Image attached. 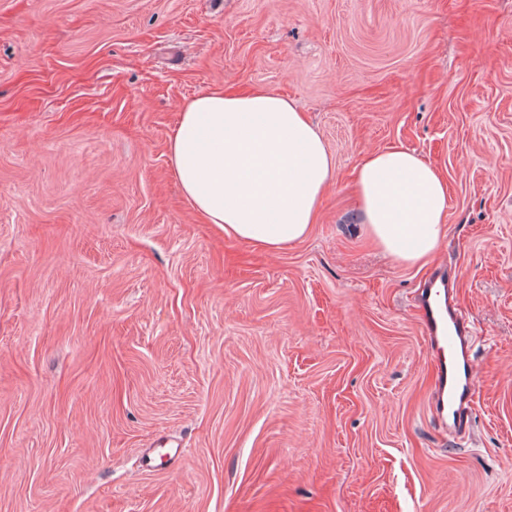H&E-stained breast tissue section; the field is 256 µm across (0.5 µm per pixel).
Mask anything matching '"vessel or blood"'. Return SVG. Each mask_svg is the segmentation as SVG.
Instances as JSON below:
<instances>
[{"label": "vessel or blood", "instance_id": "vessel-or-blood-1", "mask_svg": "<svg viewBox=\"0 0 512 512\" xmlns=\"http://www.w3.org/2000/svg\"><path fill=\"white\" fill-rule=\"evenodd\" d=\"M417 306L436 373L435 408L452 417L457 427H466L474 394L473 329L457 312L454 282L447 271H440L420 290Z\"/></svg>", "mask_w": 512, "mask_h": 512}]
</instances>
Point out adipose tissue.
<instances>
[{"label": "adipose tissue", "instance_id": "adipose-tissue-1", "mask_svg": "<svg viewBox=\"0 0 512 512\" xmlns=\"http://www.w3.org/2000/svg\"><path fill=\"white\" fill-rule=\"evenodd\" d=\"M169 164L205 223L267 251L308 235L334 170L320 133L294 100L221 85L181 105ZM353 176L370 240L399 263L430 260L445 237L446 176L401 144L367 152Z\"/></svg>", "mask_w": 512, "mask_h": 512}]
</instances>
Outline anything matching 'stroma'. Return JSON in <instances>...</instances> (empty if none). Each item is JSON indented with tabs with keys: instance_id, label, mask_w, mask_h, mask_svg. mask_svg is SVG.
I'll use <instances>...</instances> for the list:
<instances>
[{
	"instance_id": "1",
	"label": "stroma",
	"mask_w": 512,
	"mask_h": 512,
	"mask_svg": "<svg viewBox=\"0 0 512 512\" xmlns=\"http://www.w3.org/2000/svg\"><path fill=\"white\" fill-rule=\"evenodd\" d=\"M216 84L317 126L304 240L227 239L181 195L179 108ZM398 143L448 179L421 266L356 211ZM442 268L461 436L416 302ZM0 512H512V0H0ZM423 329L436 373L435 408L460 429L468 423L474 394L470 363L473 328L457 312L454 282L442 270L417 296Z\"/></svg>"
}]
</instances>
